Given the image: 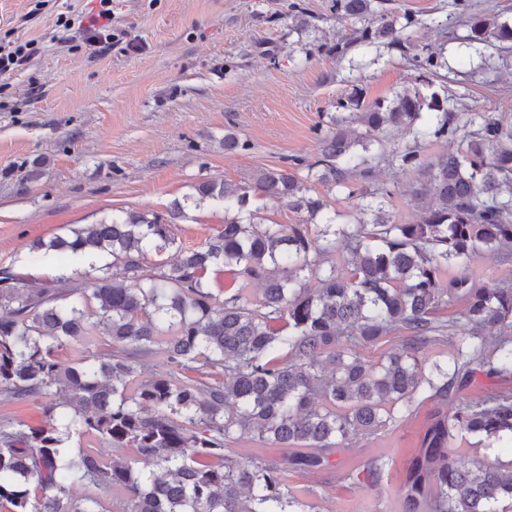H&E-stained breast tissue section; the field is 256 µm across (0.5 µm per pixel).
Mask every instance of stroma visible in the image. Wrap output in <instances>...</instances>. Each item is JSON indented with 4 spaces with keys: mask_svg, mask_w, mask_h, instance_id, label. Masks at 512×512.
I'll return each mask as SVG.
<instances>
[{
    "mask_svg": "<svg viewBox=\"0 0 512 512\" xmlns=\"http://www.w3.org/2000/svg\"><path fill=\"white\" fill-rule=\"evenodd\" d=\"M292 1L299 11L289 12ZM98 6L0 0V41L32 39L38 47L0 91V268L23 279L83 280L85 258L35 252L31 242L122 209L164 213L173 202L185 205L174 245L148 253V266L201 246L223 229L224 206L190 203L195 184L219 177L235 188L255 170L288 168L296 158L298 175L306 176L320 157V129L355 87L368 102L406 88L452 94L464 111L512 121V52L469 48L453 0L385 4L411 51L437 57L438 67L421 75L386 41L355 43L357 23L332 0H112L117 40L93 55L72 25ZM228 133L248 150L224 151ZM411 181L381 162L354 185L391 190L389 212L412 223ZM463 271L484 284L512 282V256L480 252L446 274ZM207 282L223 299L238 292L253 306L262 297L259 281L221 266L208 271ZM438 410L437 401L417 394L374 438L338 452L334 470L296 474L293 485L312 491L314 512H406L399 489ZM454 445L459 463L484 455L512 461L507 438L490 442L461 431ZM380 455L388 462L380 486L359 481L364 464Z\"/></svg>",
    "mask_w": 512,
    "mask_h": 512,
    "instance_id": "stroma-1",
    "label": "stroma"
}]
</instances>
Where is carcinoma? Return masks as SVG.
Listing matches in <instances>:
<instances>
[{"label":"carcinoma","mask_w":512,"mask_h":512,"mask_svg":"<svg viewBox=\"0 0 512 512\" xmlns=\"http://www.w3.org/2000/svg\"><path fill=\"white\" fill-rule=\"evenodd\" d=\"M453 5L467 19L469 47L512 44V26L468 0ZM336 9L358 21L373 12L372 0H336ZM381 38L405 49L386 9L358 41ZM336 108L307 178L359 196L355 224L324 215V201L295 173L261 168L237 191L219 178L194 186L195 206L224 201V229L171 263L149 270L145 260L173 243L179 203L165 215L123 211L33 242L37 251L112 257L65 292L0 269V398L40 400L46 416L37 427L0 421V512H103L97 496L72 498L79 485L103 495L122 490L117 512H306L312 505L298 499L290 478L336 468V450L376 435L420 390L451 408L428 428L407 471L400 494L408 512H512V462L507 472L488 457L462 468L452 447L459 430L512 436L511 393L463 396L479 372L512 377V285L480 284L464 272L441 277L482 248L512 252V123L455 112L417 90L367 104L355 91ZM463 125L472 130L458 145ZM401 130L414 145L396 160L413 175L419 212L405 224L385 210L390 190L351 186L369 177L373 149ZM431 138L448 149L427 160L421 143ZM251 191L323 216L318 238L303 224L256 220ZM313 250L341 253L344 266H323L309 258ZM217 265L262 281L259 306L237 294L218 299L205 280ZM310 278L320 287H305ZM457 300L465 304L461 320L438 322L435 311ZM487 327L498 328L491 341L481 335ZM398 328L408 332L406 352L377 364L358 355V344ZM446 336L454 353L424 375L416 353ZM73 343L106 350L66 365L56 351ZM74 436L134 456L105 463L87 450L73 454ZM244 436L288 453L242 463L229 456V443ZM384 468L380 458L369 461L366 483L378 485Z\"/></svg>","instance_id":"1"}]
</instances>
